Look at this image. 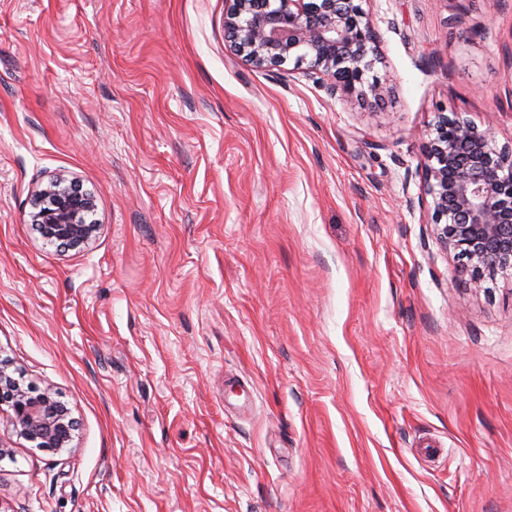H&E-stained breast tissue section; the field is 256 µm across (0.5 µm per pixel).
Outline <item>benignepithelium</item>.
<instances>
[{"label":"benign epithelium","instance_id":"1","mask_svg":"<svg viewBox=\"0 0 512 512\" xmlns=\"http://www.w3.org/2000/svg\"><path fill=\"white\" fill-rule=\"evenodd\" d=\"M224 27L236 51L257 67L309 61L310 76L331 94H357L368 103L383 96L366 83L378 61L377 32L360 0H228ZM422 169L435 224L445 246L457 251L472 285L482 274L512 272V145L497 146L488 131L445 114L428 141ZM31 223L52 243L77 248L99 225L89 220L94 195L59 176L34 191ZM20 437L60 454L71 448L76 422L51 386L24 388L0 362V411Z\"/></svg>","mask_w":512,"mask_h":512}]
</instances>
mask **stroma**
<instances>
[{"label": "stroma", "mask_w": 512, "mask_h": 512, "mask_svg": "<svg viewBox=\"0 0 512 512\" xmlns=\"http://www.w3.org/2000/svg\"><path fill=\"white\" fill-rule=\"evenodd\" d=\"M361 6L373 113L226 0H0V360L78 421L0 414V512H512V276L472 287L421 167L442 113L512 145V0ZM33 196L31 223L39 226L48 241L77 248L96 236L99 224L89 220L96 199L75 182L59 176L37 188ZM3 405L8 407V418L17 435L35 443L36 448L52 454L72 448L76 422L67 405L54 397L52 387L24 388L0 362V413Z\"/></svg>", "instance_id": "35a3bbf8"}]
</instances>
